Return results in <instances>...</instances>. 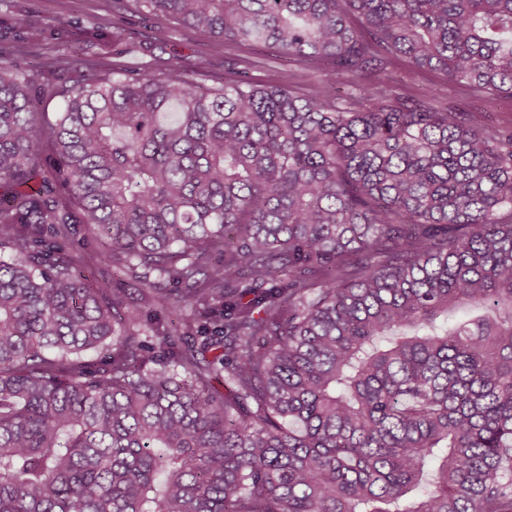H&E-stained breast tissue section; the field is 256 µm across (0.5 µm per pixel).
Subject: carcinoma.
Returning <instances> with one entry per match:
<instances>
[{"mask_svg":"<svg viewBox=\"0 0 512 512\" xmlns=\"http://www.w3.org/2000/svg\"><path fill=\"white\" fill-rule=\"evenodd\" d=\"M137 2L224 85L0 64V512H512V125L395 78L512 98V0ZM253 59L256 61L255 67L250 70V75L254 78L263 80H287L295 84H310L311 77L302 68H292L288 77V72H284L280 66L279 61L271 54L268 49H258L253 54Z\"/></svg>","mask_w":512,"mask_h":512,"instance_id":"carcinoma-1","label":"carcinoma"}]
</instances>
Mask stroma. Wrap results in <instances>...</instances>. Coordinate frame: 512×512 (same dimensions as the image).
<instances>
[{
	"label": "stroma",
	"mask_w": 512,
	"mask_h": 512,
	"mask_svg": "<svg viewBox=\"0 0 512 512\" xmlns=\"http://www.w3.org/2000/svg\"><path fill=\"white\" fill-rule=\"evenodd\" d=\"M23 14H14L9 6L0 7V62L16 60L21 37L27 23L33 22L47 30H60V37H47L32 47L24 61L38 65L46 59L62 57L73 38L82 31L98 25H118L125 29L127 45L112 43L101 36L85 44V53L95 65L104 69L135 72L139 58L136 46L151 42L155 25L170 29L171 37L162 50L157 51L155 67L165 71L172 64L181 65L188 79L202 88H216L224 83V57L210 48L207 34L184 28L177 20L160 18L158 23L142 20L136 0H21ZM408 91L426 92L429 86L442 85L450 103L463 109L485 112L488 120L496 123L512 121V98L507 96H478L446 82L443 75L419 74L408 65L399 69Z\"/></svg>",
	"instance_id": "obj_1"
}]
</instances>
